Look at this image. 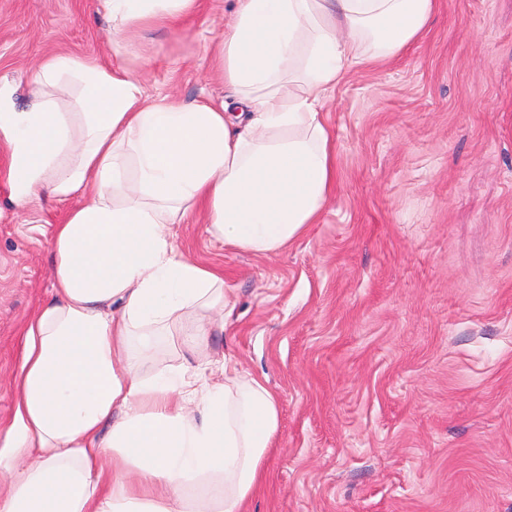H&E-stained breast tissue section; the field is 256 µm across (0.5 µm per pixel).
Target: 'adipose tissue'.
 Segmentation results:
<instances>
[{
	"instance_id": "ef3b65f1",
	"label": "adipose tissue",
	"mask_w": 512,
	"mask_h": 512,
	"mask_svg": "<svg viewBox=\"0 0 512 512\" xmlns=\"http://www.w3.org/2000/svg\"><path fill=\"white\" fill-rule=\"evenodd\" d=\"M198 0H96L115 39L174 26ZM436 0H235L214 41L220 102L148 100L128 68L45 56L38 98L0 84L9 202L78 199L53 228L54 297L22 331L0 512H243L279 429L262 381L200 356L144 375L158 336L202 345L232 307L222 274L185 258L173 225L203 211L216 239L269 255L336 193L324 106L353 68L397 57ZM69 106H62L61 96Z\"/></svg>"
}]
</instances>
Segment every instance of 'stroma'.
Returning a JSON list of instances; mask_svg holds the SVG:
<instances>
[{"instance_id":"stroma-1","label":"stroma","mask_w":512,"mask_h":512,"mask_svg":"<svg viewBox=\"0 0 512 512\" xmlns=\"http://www.w3.org/2000/svg\"><path fill=\"white\" fill-rule=\"evenodd\" d=\"M233 0L136 31L124 62L148 94L221 98L210 45ZM94 0H0V82L50 53L114 62ZM338 184L275 255L224 246L204 212L174 225L223 270L235 306L206 354L261 379L280 427L246 512H512V0H437L394 60L349 71L325 106ZM15 211L0 171V429L21 327L53 295L52 225Z\"/></svg>"}]
</instances>
